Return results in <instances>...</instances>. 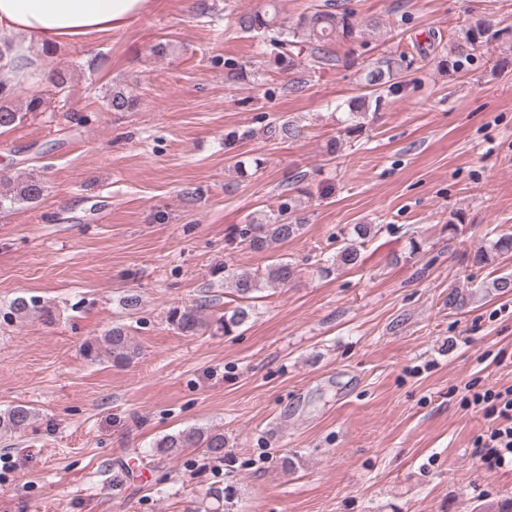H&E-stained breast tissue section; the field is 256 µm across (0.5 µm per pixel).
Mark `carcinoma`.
Returning <instances> with one entry per match:
<instances>
[{
    "label": "carcinoma",
    "mask_w": 512,
    "mask_h": 512,
    "mask_svg": "<svg viewBox=\"0 0 512 512\" xmlns=\"http://www.w3.org/2000/svg\"><path fill=\"white\" fill-rule=\"evenodd\" d=\"M238 24L243 31L260 38V54L272 55L276 65L284 70H293L301 65L309 70L333 68L339 59L328 50V43L351 37L360 26L351 8L332 3L316 5L313 11L288 23L279 17L278 0H266L265 7L240 17ZM494 37L488 22H479L469 28L463 41L450 49V54L456 58V67H461V62L473 55V52L488 46ZM412 63L413 60L403 51L397 60L384 59L366 67L363 92L349 104L347 133L353 134L363 129L364 123L360 118L366 115L371 104L381 102L383 94L395 95L402 90L405 80L400 72L410 68ZM44 103V94L34 91L18 107L13 104L12 92L6 90V83L0 81V128L21 124L28 116L42 111ZM106 105L114 112H125L135 106V100L121 91H114ZM44 191L45 184L39 176L32 174L20 177L10 183L7 191H0V210L21 203L34 204L42 198ZM302 228L303 225L292 218L288 205L283 204L274 213L262 218L252 217L245 224L235 225L231 231V241L259 251L296 237ZM370 232L371 225H356V238L344 242L332 260V266H355L360 257V241ZM508 252H512V234L500 236L488 250H478L474 261L487 264ZM330 267H324L322 271L328 272ZM213 274L224 280V287L233 290L238 305L231 313L224 312L219 316L210 312L213 307L210 298L202 299L195 305L174 307L168 313V321L180 333L187 336L199 335L214 325L226 334L232 332L249 318L251 303L257 299V293L264 286L277 285L284 288L293 281L295 266L280 258L266 266L261 273L237 272L223 266L215 269ZM10 309L11 314L19 318L52 321L51 310L33 299L18 297ZM83 351L92 363L106 356L118 367L130 364L138 355V348L132 345L126 327L122 324L113 326L102 339L87 342ZM32 416L33 409L22 404L0 412V431H20L26 428ZM225 447L224 433L201 428L182 430L164 437L156 444L159 452L169 454H175L182 448H202L207 458L217 462L224 461Z\"/></svg>",
    "instance_id": "1"
}]
</instances>
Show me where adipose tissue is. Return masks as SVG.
Returning <instances> with one entry per match:
<instances>
[{"mask_svg":"<svg viewBox=\"0 0 512 512\" xmlns=\"http://www.w3.org/2000/svg\"><path fill=\"white\" fill-rule=\"evenodd\" d=\"M150 0H0V71L12 85L42 79L40 52L93 33L123 29Z\"/></svg>","mask_w":512,"mask_h":512,"instance_id":"obj_1","label":"adipose tissue"}]
</instances>
